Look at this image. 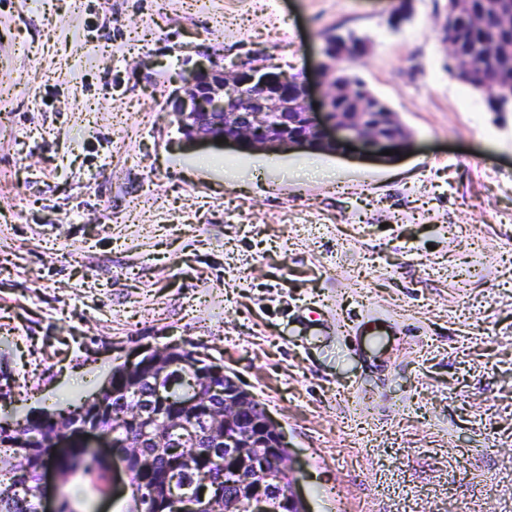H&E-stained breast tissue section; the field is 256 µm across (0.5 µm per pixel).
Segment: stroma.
Masks as SVG:
<instances>
[{
	"label": "stroma",
	"mask_w": 512,
	"mask_h": 512,
	"mask_svg": "<svg viewBox=\"0 0 512 512\" xmlns=\"http://www.w3.org/2000/svg\"><path fill=\"white\" fill-rule=\"evenodd\" d=\"M0 0V415L198 345L283 432L307 512H512V112L445 0ZM412 131L390 158L185 140L199 61L305 73L328 34ZM332 178L282 176L310 157ZM383 340L358 348L357 327ZM87 512H131L129 475ZM454 20L446 19L442 21L439 26L440 33L443 35V42L448 50V59L450 61L449 71L451 68L454 72L462 77H470L474 75H482L487 68L488 63L495 57L508 50V45L502 42L493 41L486 45L485 52L482 55L478 54L482 51L483 40L486 37H498L506 43L512 38V30L507 25L501 22L495 30H489L485 33H475L468 28L461 26L454 31V36L459 40V45L462 46L467 52L471 54H462L459 52L453 40L449 37L448 33L452 28ZM494 72V77L491 80L473 81L469 84H464L471 90L480 93L486 100L488 106L492 111L497 108V98L495 94L493 81H500L502 83H512V61L511 56L503 54L490 64Z\"/></svg>",
	"instance_id": "stroma-1"
}]
</instances>
